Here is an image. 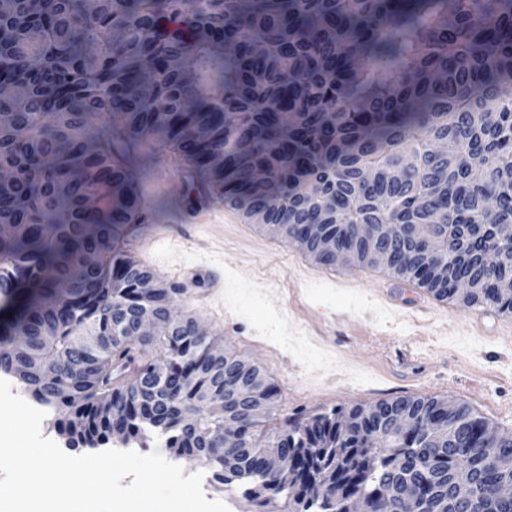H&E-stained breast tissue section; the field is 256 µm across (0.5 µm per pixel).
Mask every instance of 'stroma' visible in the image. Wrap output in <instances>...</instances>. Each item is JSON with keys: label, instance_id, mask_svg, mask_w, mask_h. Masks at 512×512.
Wrapping results in <instances>:
<instances>
[{"label": "stroma", "instance_id": "obj_1", "mask_svg": "<svg viewBox=\"0 0 512 512\" xmlns=\"http://www.w3.org/2000/svg\"><path fill=\"white\" fill-rule=\"evenodd\" d=\"M138 162L149 213L126 249L136 256L171 239L151 268L186 285L182 308L280 388L263 433L407 395L453 400L512 432V314L434 299L380 269L320 265L230 206L209 203L188 218L184 161L160 146Z\"/></svg>", "mask_w": 512, "mask_h": 512}]
</instances>
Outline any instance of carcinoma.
Instances as JSON below:
<instances>
[{"label": "carcinoma", "mask_w": 512, "mask_h": 512, "mask_svg": "<svg viewBox=\"0 0 512 512\" xmlns=\"http://www.w3.org/2000/svg\"><path fill=\"white\" fill-rule=\"evenodd\" d=\"M0 113V225L17 227L0 237V372L73 448L157 435L287 512H397L408 485L419 512H512L494 496L512 434L486 448L464 404L411 395L259 438L276 387L249 391L259 366L169 327L188 288L125 249L143 209L137 150L156 142L203 192L251 222L266 213L273 236L313 231L356 266L442 300L465 284L463 303L512 313L497 288L512 279V0H0ZM360 224H430L440 262L408 235L375 246ZM489 248L505 254L493 268ZM400 414L416 423L404 434ZM269 448L291 457V487L264 467Z\"/></svg>", "instance_id": "cac0c4a2"}]
</instances>
